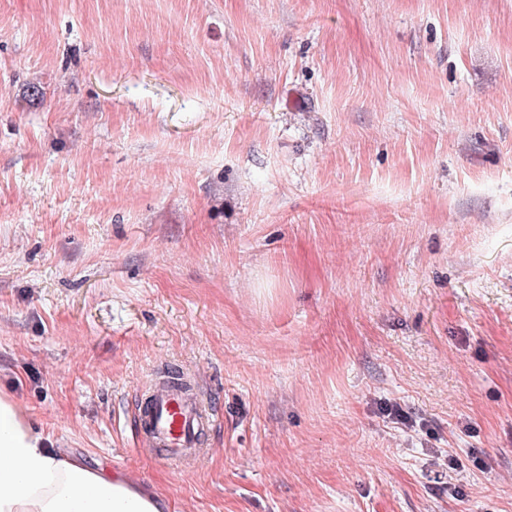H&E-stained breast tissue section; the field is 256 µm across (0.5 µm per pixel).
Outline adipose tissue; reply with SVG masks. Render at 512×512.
<instances>
[{
    "mask_svg": "<svg viewBox=\"0 0 512 512\" xmlns=\"http://www.w3.org/2000/svg\"><path fill=\"white\" fill-rule=\"evenodd\" d=\"M0 512H173L120 472L54 451L15 399L0 392Z\"/></svg>",
    "mask_w": 512,
    "mask_h": 512,
    "instance_id": "obj_1",
    "label": "adipose tissue"
}]
</instances>
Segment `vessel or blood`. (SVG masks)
Wrapping results in <instances>:
<instances>
[{
  "instance_id": "vessel-or-blood-1",
  "label": "vessel or blood",
  "mask_w": 512,
  "mask_h": 512,
  "mask_svg": "<svg viewBox=\"0 0 512 512\" xmlns=\"http://www.w3.org/2000/svg\"><path fill=\"white\" fill-rule=\"evenodd\" d=\"M213 417L203 399L187 396L171 386L154 388L140 407L139 432L155 460L164 466L181 464L185 458H204L200 432Z\"/></svg>"
}]
</instances>
